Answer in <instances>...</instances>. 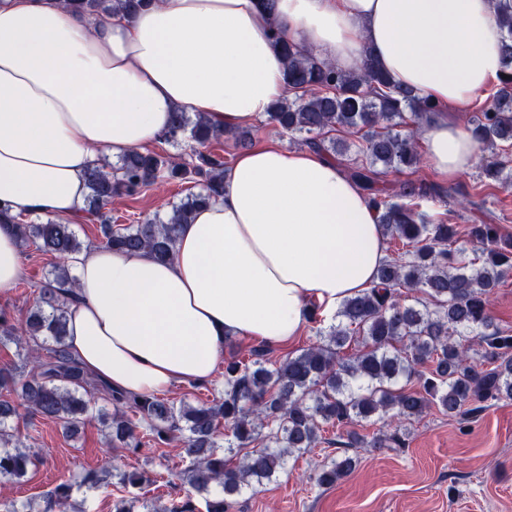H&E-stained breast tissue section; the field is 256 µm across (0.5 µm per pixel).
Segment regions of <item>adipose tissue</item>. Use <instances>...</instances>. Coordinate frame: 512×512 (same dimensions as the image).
I'll return each mask as SVG.
<instances>
[{"mask_svg":"<svg viewBox=\"0 0 512 512\" xmlns=\"http://www.w3.org/2000/svg\"><path fill=\"white\" fill-rule=\"evenodd\" d=\"M495 0H156L95 21L63 0H0V205L71 219L101 155L161 141L175 110L233 129L286 96L280 41L348 70L372 52L394 82L439 107L424 125L441 183L476 143L453 113L502 72ZM386 237L340 165L264 146L224 175L221 197L182 225L173 260L105 247L70 261L67 345L140 397L212 376L226 340L294 341L310 303L332 312L371 288ZM22 271L0 224V294Z\"/></svg>","mask_w":512,"mask_h":512,"instance_id":"adipose-tissue-1","label":"adipose tissue"}]
</instances>
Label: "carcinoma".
Returning <instances> with one entry per match:
<instances>
[{
	"label": "carcinoma",
	"mask_w": 512,
	"mask_h": 512,
	"mask_svg": "<svg viewBox=\"0 0 512 512\" xmlns=\"http://www.w3.org/2000/svg\"><path fill=\"white\" fill-rule=\"evenodd\" d=\"M73 12L104 18L133 16L149 0H64ZM496 20L505 36L502 73L488 102L471 120L469 130L493 157L482 167L484 185L512 183L508 156L498 147L512 146V0H496ZM273 37L286 63L290 97L276 101L266 120L281 130L302 135V145L339 161L345 175L365 194L378 215L385 237L399 244L377 271V284L344 300L335 322L319 342L267 367L263 347L243 361H224V394L209 403L158 397L138 398L114 390L92 376L66 343L69 296L74 279L68 260L83 243L73 225L56 220L22 224L0 208V223L15 224L20 242H31L59 259L40 299L17 327L0 314V336L16 346L25 372L0 368V482L14 483L38 462L37 450L12 431L9 421L23 405L33 416L54 420L76 434L92 418L107 427L108 443L134 451L146 443L183 444L190 461L183 479L206 494L201 505L188 498L168 505L122 496L112 512H229L230 497L260 486L284 469L288 457L302 455L326 442L324 427L366 421L371 436H348L344 454L318 469L316 482L333 486L359 463L358 448L405 446L398 432L386 430L389 412L405 421L421 418L433 407L450 418L466 420L484 404L512 399V331L491 314L495 288L512 270V240L497 225L469 224L464 234L480 245L470 258L455 249L457 225L442 215H426L424 202H450L458 187L444 188L417 179L395 184L390 174L416 167L420 160L417 131L435 107L395 83L375 64L371 51L360 64L341 70L319 61L291 42ZM201 115L171 113L164 140H190L188 152L161 155L132 149L112 168L88 172L89 212L116 198L140 194L158 178H179L201 186L172 206L168 218L146 217L137 224L104 228L102 246L125 253L173 257L181 225L212 197L222 193L226 162L208 149L223 137ZM422 294L406 303L408 294ZM355 347L345 356L343 350ZM228 431L217 443L219 427ZM72 484L61 483L36 506L10 503L5 512H70Z\"/></svg>",
	"instance_id": "1"
}]
</instances>
